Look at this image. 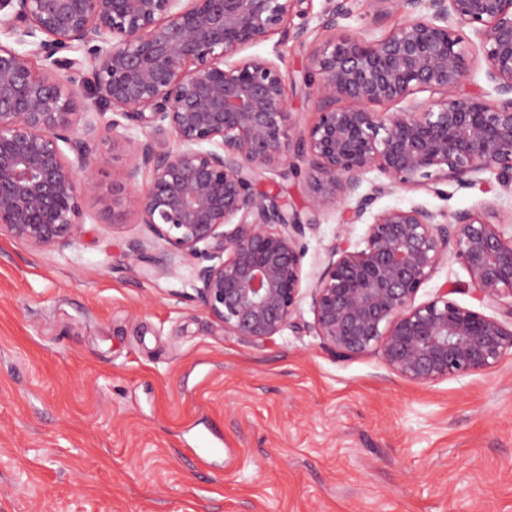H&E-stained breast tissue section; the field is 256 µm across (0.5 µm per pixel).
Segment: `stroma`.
Wrapping results in <instances>:
<instances>
[{"label":"stroma","instance_id":"obj_1","mask_svg":"<svg viewBox=\"0 0 512 512\" xmlns=\"http://www.w3.org/2000/svg\"><path fill=\"white\" fill-rule=\"evenodd\" d=\"M326 0H303L305 43L268 40L253 55L292 80L291 120L317 119L305 84L308 57L326 39ZM366 0L342 20L345 35H387ZM79 95L100 125L98 194L64 249L34 250L0 234V512H512V353L480 376L430 384L392 372L380 353L339 358L296 327L258 347L225 334L195 300L199 258L163 273L167 248L136 221L135 193L113 195L123 155L112 152L109 108ZM492 190L394 189L376 208L420 204L448 215L495 203L491 222L512 234V184ZM258 191L307 215L305 176L265 173ZM366 227L341 211L320 215L301 244L311 285L338 238ZM148 246L138 261L129 243ZM467 270L445 259L417 294L455 289L486 315L497 304L468 293ZM209 449L206 459L196 451Z\"/></svg>","mask_w":512,"mask_h":512}]
</instances>
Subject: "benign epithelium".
Listing matches in <instances>:
<instances>
[{
  "label": "benign epithelium",
  "instance_id": "1",
  "mask_svg": "<svg viewBox=\"0 0 512 512\" xmlns=\"http://www.w3.org/2000/svg\"><path fill=\"white\" fill-rule=\"evenodd\" d=\"M303 0H0V232L34 250L64 248L81 232L82 203L97 195V125L77 111L73 75L112 110V151L129 157L116 192H137V223L176 260L204 254L193 290L224 333L263 346L288 327L304 297V223L255 185L267 171L308 163L313 215L351 206L368 220L365 247L340 239L310 288L307 329L344 356L371 350L404 379L429 384L482 375L512 352V237L483 204L447 217L421 205L374 210L394 188L512 178V0H366L374 19L399 13L378 40L331 37L311 53L318 118L298 131L288 75L274 60L244 56L278 35ZM319 28L352 14L355 0H327ZM479 41L495 98L465 89ZM83 49L82 59L61 52ZM41 65H36V61ZM427 92L423 99L417 94ZM397 106L377 112L373 106ZM148 130L132 140L122 130ZM385 181L360 193L364 176ZM453 254L481 301L502 318L465 307L442 288L416 303Z\"/></svg>",
  "mask_w": 512,
  "mask_h": 512
}]
</instances>
